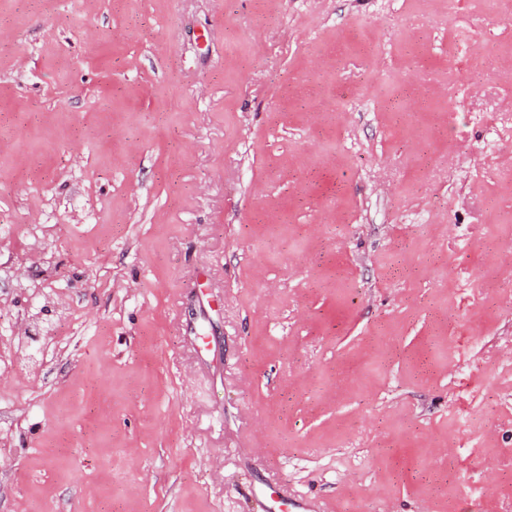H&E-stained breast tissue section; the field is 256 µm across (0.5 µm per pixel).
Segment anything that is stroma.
<instances>
[{
  "label": "stroma",
  "instance_id": "35a3bbf8",
  "mask_svg": "<svg viewBox=\"0 0 512 512\" xmlns=\"http://www.w3.org/2000/svg\"><path fill=\"white\" fill-rule=\"evenodd\" d=\"M508 240L497 0H0V512H512ZM252 495L261 512H309V505L306 501L300 499L268 498L262 490L253 489Z\"/></svg>",
  "mask_w": 512,
  "mask_h": 512
}]
</instances>
